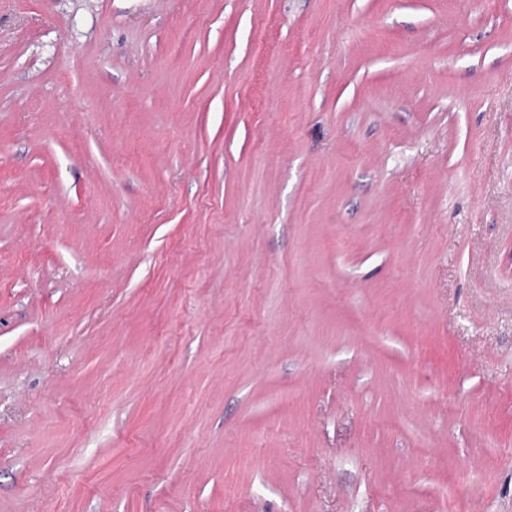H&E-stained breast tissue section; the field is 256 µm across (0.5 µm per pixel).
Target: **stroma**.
Segmentation results:
<instances>
[{
	"label": "stroma",
	"mask_w": 512,
	"mask_h": 512,
	"mask_svg": "<svg viewBox=\"0 0 512 512\" xmlns=\"http://www.w3.org/2000/svg\"><path fill=\"white\" fill-rule=\"evenodd\" d=\"M0 512H512V0H0Z\"/></svg>",
	"instance_id": "stroma-1"
}]
</instances>
